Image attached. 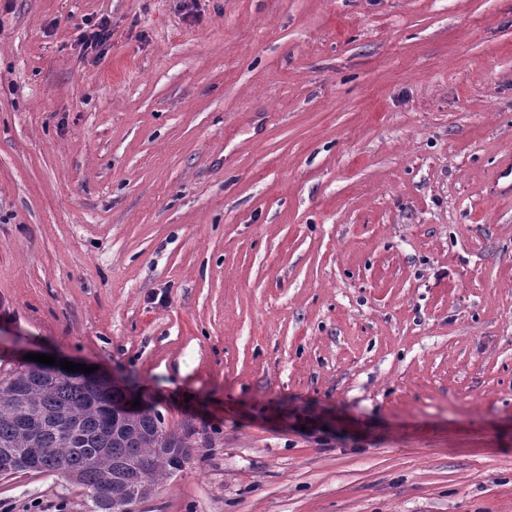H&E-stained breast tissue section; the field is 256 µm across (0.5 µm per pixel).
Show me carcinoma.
Wrapping results in <instances>:
<instances>
[{
	"instance_id": "carcinoma-1",
	"label": "carcinoma",
	"mask_w": 512,
	"mask_h": 512,
	"mask_svg": "<svg viewBox=\"0 0 512 512\" xmlns=\"http://www.w3.org/2000/svg\"><path fill=\"white\" fill-rule=\"evenodd\" d=\"M41 449V472L89 490L91 512H113L134 493L185 468L191 445L165 430L148 406L134 408L117 385L40 366L0 376V450Z\"/></svg>"
}]
</instances>
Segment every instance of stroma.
Wrapping results in <instances>:
<instances>
[{
	"mask_svg": "<svg viewBox=\"0 0 512 512\" xmlns=\"http://www.w3.org/2000/svg\"><path fill=\"white\" fill-rule=\"evenodd\" d=\"M180 5L0 0V373L189 437L134 512H512V0ZM83 25L85 30L80 34V42L84 51L99 56L112 37L109 20L104 16L96 21L86 19Z\"/></svg>",
	"mask_w": 512,
	"mask_h": 512,
	"instance_id": "1",
	"label": "stroma"
}]
</instances>
